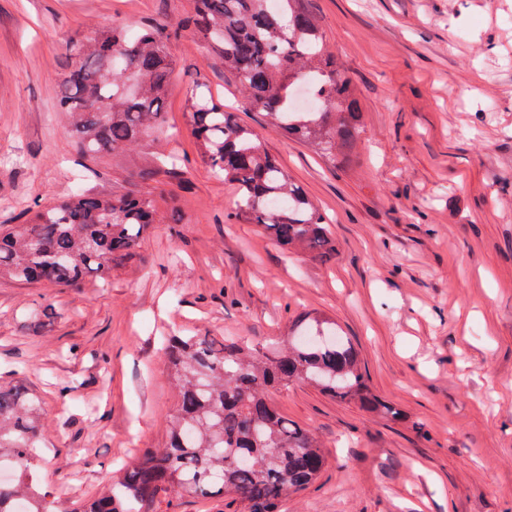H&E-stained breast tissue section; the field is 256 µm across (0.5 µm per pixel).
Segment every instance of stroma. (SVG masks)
Wrapping results in <instances>:
<instances>
[{"label":"stroma","instance_id":"stroma-1","mask_svg":"<svg viewBox=\"0 0 512 512\" xmlns=\"http://www.w3.org/2000/svg\"><path fill=\"white\" fill-rule=\"evenodd\" d=\"M359 94L365 148L338 167L246 110L219 52L171 38L168 136L85 158L57 110L66 44L105 27L174 29L194 0H0V225L76 192L140 194L158 224L110 280L0 279L1 370L37 393L39 473L62 507L163 447L177 408L165 336L263 349L316 312L406 415L372 416L304 383L272 389L321 442L317 481L283 512H512V0H308ZM221 97L330 218L328 261L230 220L203 164L188 86ZM151 512H244L160 495Z\"/></svg>","mask_w":512,"mask_h":512}]
</instances>
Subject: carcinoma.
<instances>
[{
  "instance_id": "carcinoma-1",
  "label": "carcinoma",
  "mask_w": 512,
  "mask_h": 512,
  "mask_svg": "<svg viewBox=\"0 0 512 512\" xmlns=\"http://www.w3.org/2000/svg\"><path fill=\"white\" fill-rule=\"evenodd\" d=\"M279 3L270 10L267 0H195L188 25L224 55V69L249 109L326 160L347 162L359 154L360 101L304 0ZM168 42L165 29L144 26L133 35L111 27L67 44L58 107L78 152L96 157L136 146L164 128L175 65ZM307 82L317 105L299 110L294 93ZM186 96L202 162L239 195L232 218L263 226L285 250L328 258L334 244L326 215L257 134L199 85ZM156 215L148 197L76 193L0 229V277L65 287L93 277L105 284L118 263L136 255ZM165 365L178 392L168 441L70 512H150L171 488L183 496L227 495L247 512H281L289 493L317 480L325 458L315 435L270 400L274 387L304 382L379 416H400L372 392L359 352L340 326L319 315L301 316L288 346L264 352L171 336ZM39 410L34 393L0 386V459L17 466L14 479L0 482V512H59L56 497L33 477L41 458Z\"/></svg>"
}]
</instances>
